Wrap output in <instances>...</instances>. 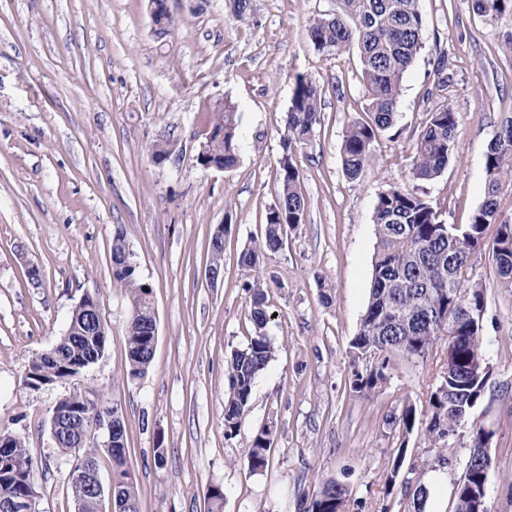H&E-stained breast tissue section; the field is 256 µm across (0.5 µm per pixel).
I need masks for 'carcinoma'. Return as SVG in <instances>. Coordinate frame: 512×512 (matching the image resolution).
Segmentation results:
<instances>
[{
  "instance_id": "cac0c4a2",
  "label": "carcinoma",
  "mask_w": 512,
  "mask_h": 512,
  "mask_svg": "<svg viewBox=\"0 0 512 512\" xmlns=\"http://www.w3.org/2000/svg\"><path fill=\"white\" fill-rule=\"evenodd\" d=\"M474 6L478 13L493 19L512 11V0H474ZM423 28L418 0H336V9L317 18L309 27L308 39L317 52L338 54L352 50L360 60L369 98V119L353 121L343 139L342 162L351 179L370 164L379 133L395 122L403 77L422 48ZM321 95V87L312 79H296L282 137L279 193L266 212L263 236L240 253L239 264L244 268H254L261 259L278 253L287 231L304 223L307 202L293 155L320 123ZM215 114L206 143L208 158L229 169L238 162V115L229 104ZM457 128L458 116L451 108L430 114L415 143L413 179L429 181L442 173L451 157ZM485 166L484 199L470 222L459 228L444 223L440 213L408 187H392L380 193L374 210L377 246L372 287L359 330L350 341L353 364L349 387L360 396H369L388 379L384 355L400 352L410 359L423 360L433 352L438 339L452 336L448 341L452 349L448 372L430 392L426 410L419 413L408 405L389 421L406 433L420 429L431 445L459 434L485 389L476 378L486 366L481 360L479 343L482 328L469 321L467 310L484 305L483 285L472 277V257L482 249L490 225L497 226L492 253L499 284L512 288V220L501 218L498 205L502 185L512 183V118L501 124L489 143ZM230 229L227 220L214 230L209 242V265L222 266L224 239ZM127 249L129 244L119 230L112 239V271L128 290L126 377L133 380L147 374L153 359L150 342L155 307L151 288L140 278L137 264L125 262ZM243 288L250 295L253 335L227 361V438L240 431L256 380L275 354L267 333L271 315L266 285L255 279L245 282ZM91 304L98 306L100 301L87 294L83 302L74 306L65 332L45 353L31 360L24 376L26 384L53 385L75 378L103 356L108 329H101L92 321L87 310ZM364 355H378L382 357L381 363L370 369L362 368L360 360ZM56 409L83 414L88 421L118 411L106 405L89 406L78 392L60 399ZM276 433V422L271 419L252 437L248 451L251 472H262L268 466V451ZM487 437L483 429L471 427L472 467L466 480L457 485L455 512H471L467 506V483L487 477ZM57 448L73 457L74 470L86 462L99 464L101 452H106L112 461L114 496L125 505L126 512H138L137 486L125 468L127 442L102 449L90 438L77 450L71 438L62 434ZM36 467L20 437H15L10 447H0V512H10L7 505L35 497ZM69 487L81 512H95L93 488L72 477ZM347 497L344 486L327 482L311 500L303 503V512H335V504Z\"/></svg>"
}]
</instances>
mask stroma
Wrapping results in <instances>:
<instances>
[{
  "label": "stroma",
  "mask_w": 512,
  "mask_h": 512,
  "mask_svg": "<svg viewBox=\"0 0 512 512\" xmlns=\"http://www.w3.org/2000/svg\"><path fill=\"white\" fill-rule=\"evenodd\" d=\"M249 22L226 0H170L177 23L151 32L147 0H0V432L19 435L38 469L35 512H77L73 459L53 445L50 417L72 392L118 406L126 467L139 512H208L221 487L224 512H299L327 481L345 485L349 512H413V491L389 479L392 448L422 473L424 512H455L470 433L433 448L387 415L424 408L448 369V342L427 360L389 356V379L365 398L349 389V342L372 279L374 208L392 187L417 185L446 223H469L484 198L485 154L512 116V13L488 19L472 0H419L423 45L402 82L395 125L380 135L359 179L340 148L368 98L355 52L324 55L308 29L335 0H252ZM322 89L321 122L294 162L305 222L253 269L238 257L264 232L279 182L281 138L297 77ZM231 104L238 163L203 168L207 118ZM457 112L455 149L437 178L413 183L414 144L431 112ZM168 141L170 160L150 148ZM231 220L223 276L210 282L209 240ZM123 232L150 285L158 340L145 377L128 380L126 287L112 273ZM487 228L472 260L485 298L483 350L491 372L471 416L490 435L488 507L512 512V289L498 286ZM41 287H32L29 266ZM269 285L276 353L259 375L237 436L224 435L226 360L252 325L244 282ZM332 297L323 304L322 293ZM97 296L106 349L80 377L31 387V359L61 336L72 308ZM277 421L269 464L248 470V445Z\"/></svg>",
  "instance_id": "35a3bbf8"
}]
</instances>
